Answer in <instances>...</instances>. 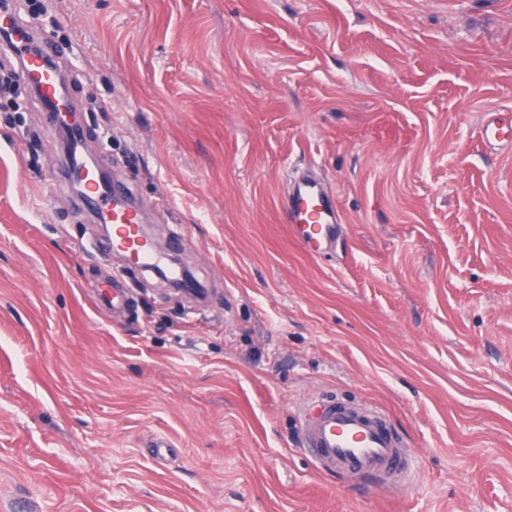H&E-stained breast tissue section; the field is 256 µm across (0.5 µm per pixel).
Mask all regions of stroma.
<instances>
[{
    "label": "stroma",
    "mask_w": 512,
    "mask_h": 512,
    "mask_svg": "<svg viewBox=\"0 0 512 512\" xmlns=\"http://www.w3.org/2000/svg\"><path fill=\"white\" fill-rule=\"evenodd\" d=\"M0 7L206 288L100 255L0 53V512H512V151L477 135L512 109V0ZM304 173L340 218L320 256L282 222ZM320 392L389 413L404 486L301 452Z\"/></svg>",
    "instance_id": "obj_1"
}]
</instances>
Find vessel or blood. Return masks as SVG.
<instances>
[{
	"mask_svg": "<svg viewBox=\"0 0 512 512\" xmlns=\"http://www.w3.org/2000/svg\"><path fill=\"white\" fill-rule=\"evenodd\" d=\"M9 31V48L22 68L39 84L40 106L50 117H57L61 68L46 63L35 49L24 22L10 17L0 21ZM487 143L512 141V123L492 118L481 127ZM86 196L112 212V237L109 249L123 254L129 263L149 266L157 259L152 243L141 231L143 217L133 205L112 207V197L121 193L120 185H99L88 177ZM282 216L290 234L300 247L316 255L336 242V212L321 184L313 178L298 181L283 205ZM302 448L328 475L372 477L387 489L400 486L406 472L409 444L393 427L388 413L367 404L347 403L329 394H316L301 414Z\"/></svg>",
	"mask_w": 512,
	"mask_h": 512,
	"instance_id": "1",
	"label": "vessel or blood"
}]
</instances>
